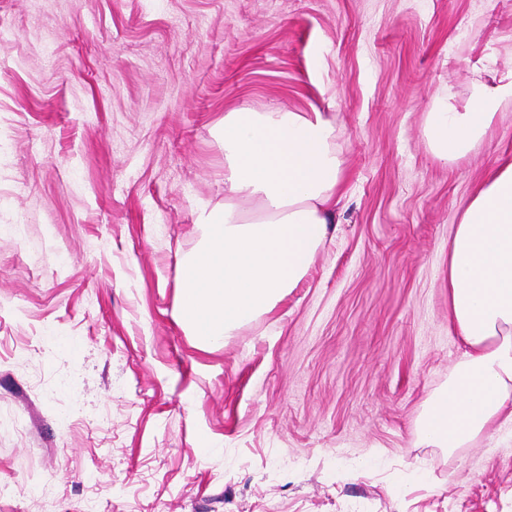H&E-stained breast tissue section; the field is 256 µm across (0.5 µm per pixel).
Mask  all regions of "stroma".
<instances>
[{
	"label": "stroma",
	"mask_w": 512,
	"mask_h": 512,
	"mask_svg": "<svg viewBox=\"0 0 512 512\" xmlns=\"http://www.w3.org/2000/svg\"><path fill=\"white\" fill-rule=\"evenodd\" d=\"M0 512H512V426L447 453L448 238L512 160L423 134L512 69V0H0ZM242 106L331 113L337 231L201 348L179 275Z\"/></svg>",
	"instance_id": "35a3bbf8"
}]
</instances>
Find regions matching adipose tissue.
Masks as SVG:
<instances>
[{
	"label": "adipose tissue",
	"instance_id": "adipose-tissue-1",
	"mask_svg": "<svg viewBox=\"0 0 512 512\" xmlns=\"http://www.w3.org/2000/svg\"><path fill=\"white\" fill-rule=\"evenodd\" d=\"M512 98V70L475 88L465 110L441 101L424 129L436 157L461 159ZM224 204L198 212L204 241L183 266L180 317L202 347L298 288L336 222L343 162L322 112L246 106L225 113ZM449 322L463 352L419 420L433 448H467L512 425V161L476 191L448 240Z\"/></svg>",
	"mask_w": 512,
	"mask_h": 512
}]
</instances>
